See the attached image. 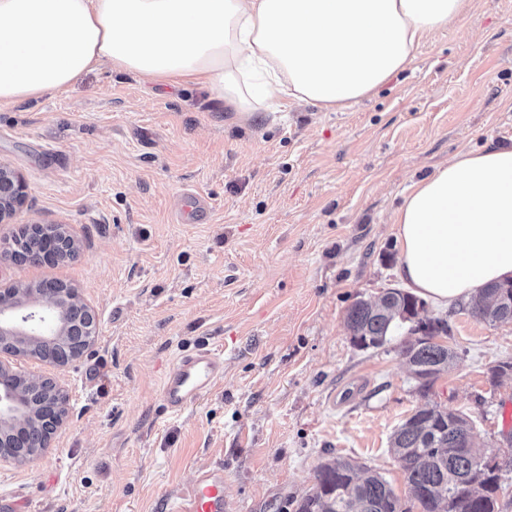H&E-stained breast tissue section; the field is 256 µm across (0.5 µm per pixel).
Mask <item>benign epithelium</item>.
<instances>
[{"label": "benign epithelium", "instance_id": "1", "mask_svg": "<svg viewBox=\"0 0 512 512\" xmlns=\"http://www.w3.org/2000/svg\"><path fill=\"white\" fill-rule=\"evenodd\" d=\"M26 198V184L8 165L0 163V224L7 223ZM39 257L52 259L60 252L76 253L74 242L61 228L43 233ZM26 290L14 285L0 294V434L13 430L14 444L28 446L35 436L47 447L68 414L69 396L57 382L37 372L16 371L3 361L10 357L56 353L54 362L65 367L80 359L98 336V319L70 290L75 306L60 313L52 293L37 303L19 300Z\"/></svg>", "mask_w": 512, "mask_h": 512}]
</instances>
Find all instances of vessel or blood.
<instances>
[{
  "mask_svg": "<svg viewBox=\"0 0 512 512\" xmlns=\"http://www.w3.org/2000/svg\"><path fill=\"white\" fill-rule=\"evenodd\" d=\"M224 376V357L209 347L180 356L164 378L161 399L171 413H179L209 395ZM172 512H227L224 479L215 472L201 471L190 489L176 497Z\"/></svg>",
  "mask_w": 512,
  "mask_h": 512,
  "instance_id": "b4317fda",
  "label": "vessel or blood"
}]
</instances>
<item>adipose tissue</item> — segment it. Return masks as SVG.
Listing matches in <instances>:
<instances>
[{"instance_id":"ef3b65f1","label":"adipose tissue","mask_w":512,"mask_h":512,"mask_svg":"<svg viewBox=\"0 0 512 512\" xmlns=\"http://www.w3.org/2000/svg\"><path fill=\"white\" fill-rule=\"evenodd\" d=\"M472 0H0V107L107 67L199 85L232 111L341 112L408 70ZM398 274L449 306L512 276V147L465 151L394 215Z\"/></svg>"}]
</instances>
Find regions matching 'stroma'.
<instances>
[{"label": "stroma", "instance_id": "1", "mask_svg": "<svg viewBox=\"0 0 512 512\" xmlns=\"http://www.w3.org/2000/svg\"><path fill=\"white\" fill-rule=\"evenodd\" d=\"M512 146V0H474L411 70L342 112L299 101L244 118L203 87L154 86L103 68L70 89L0 108V162L25 180L13 224H60L75 258L0 260V290L56 282L95 312L99 336L51 373L64 425L25 465L0 464L24 512H166L168 494L217 468L232 512H295L333 458L413 497L390 452L420 404L461 411L507 463L512 512V322L425 303L455 354L427 396L395 331L350 341L358 298L401 287L392 222L412 182L463 150ZM186 195L207 217L184 223ZM224 356L214 391L179 414L160 391L181 355Z\"/></svg>", "mask_w": 512, "mask_h": 512}]
</instances>
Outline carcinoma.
Returning a JSON list of instances; mask_svg holds the SVG:
<instances>
[{
  "label": "carcinoma",
  "mask_w": 512,
  "mask_h": 512,
  "mask_svg": "<svg viewBox=\"0 0 512 512\" xmlns=\"http://www.w3.org/2000/svg\"><path fill=\"white\" fill-rule=\"evenodd\" d=\"M503 283L480 290L468 303L470 314L480 320L481 304L501 291ZM404 323L397 314H385L362 300L347 310L346 325L364 347H379L387 336ZM437 327L414 347L404 342L401 353L421 369L428 380L421 386L428 391L439 376L448 371L454 355L448 346L436 341ZM472 424L466 415L437 405L414 410L391 437L390 452L404 471L420 512H502L499 492L502 475L499 463L491 457L478 459L482 451H461V428ZM473 485L463 493L457 482ZM296 512H412L380 475H366L355 461L337 457L319 466L316 482L296 504Z\"/></svg>",
  "instance_id": "1"
}]
</instances>
